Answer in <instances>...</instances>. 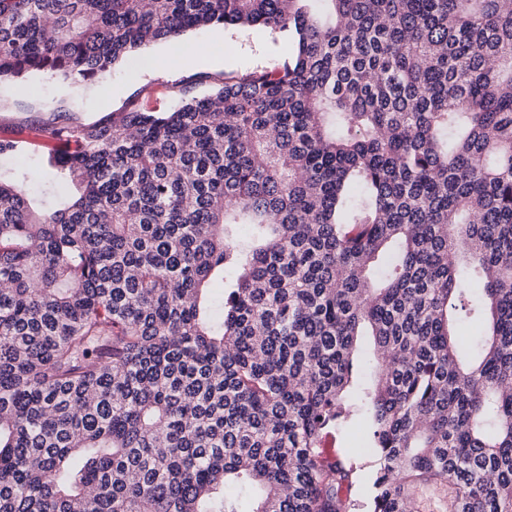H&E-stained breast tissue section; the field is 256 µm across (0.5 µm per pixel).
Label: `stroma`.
<instances>
[{"instance_id":"stroma-1","label":"stroma","mask_w":512,"mask_h":512,"mask_svg":"<svg viewBox=\"0 0 512 512\" xmlns=\"http://www.w3.org/2000/svg\"><path fill=\"white\" fill-rule=\"evenodd\" d=\"M213 35L210 29L187 33V40L199 49L193 60H183L176 45H149L106 77L87 84L47 74L0 82V137L18 138L23 152L17 159L1 156L0 169L18 172L42 165L48 149L40 128H76L129 102L165 111L176 102L180 87L191 84L197 76L273 67L288 57L285 35L275 36L258 28L224 30L221 54L212 57L207 49Z\"/></svg>"}]
</instances>
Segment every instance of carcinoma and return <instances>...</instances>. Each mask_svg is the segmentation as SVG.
Segmentation results:
<instances>
[{
  "instance_id": "cac0c4a2",
  "label": "carcinoma",
  "mask_w": 512,
  "mask_h": 512,
  "mask_svg": "<svg viewBox=\"0 0 512 512\" xmlns=\"http://www.w3.org/2000/svg\"><path fill=\"white\" fill-rule=\"evenodd\" d=\"M216 27L288 61L0 172V512H512V6L0 0V80Z\"/></svg>"
}]
</instances>
